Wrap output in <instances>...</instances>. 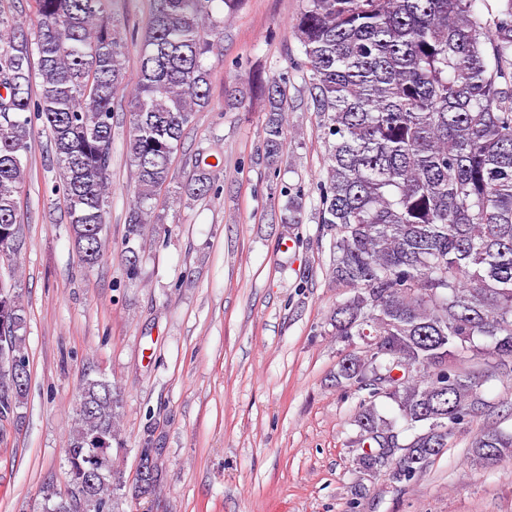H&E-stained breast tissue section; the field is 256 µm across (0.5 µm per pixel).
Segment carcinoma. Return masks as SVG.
I'll return each mask as SVG.
<instances>
[{"label":"carcinoma","mask_w":512,"mask_h":512,"mask_svg":"<svg viewBox=\"0 0 512 512\" xmlns=\"http://www.w3.org/2000/svg\"><path fill=\"white\" fill-rule=\"evenodd\" d=\"M108 2L36 0L31 33L0 11V251L15 261L25 248L17 197L39 124L54 145V190L65 200L73 245L82 263H99L121 95L135 176L124 235L133 280L153 241L149 228L165 223L153 200L175 183L174 155L209 105L207 59L224 39V6L236 0H155L133 84L128 42ZM291 33L303 54L291 69L301 75L303 104L322 117L327 148L317 190L330 276L348 289L331 316L334 336L380 339L338 362L336 385L361 393L360 468L386 467L391 482L409 484L489 410L485 384L512 380V0L491 26L473 0H302ZM290 84L285 69L226 90L241 109L254 90L264 98L261 160L274 172L287 150ZM219 165L198 155L195 178L178 197L217 190ZM301 195L298 187L271 210V222L302 223ZM26 321L16 284L0 277V443L5 425L22 419L27 389L18 383H29V372L19 377L10 357L29 362ZM382 398L396 405L395 417L380 414ZM121 419L112 383L84 378L66 449L71 491L44 483L43 512H114L126 487L112 470ZM469 455L485 470L511 461L512 430H480ZM160 483L148 437L131 498Z\"/></svg>","instance_id":"cac0c4a2"}]
</instances>
